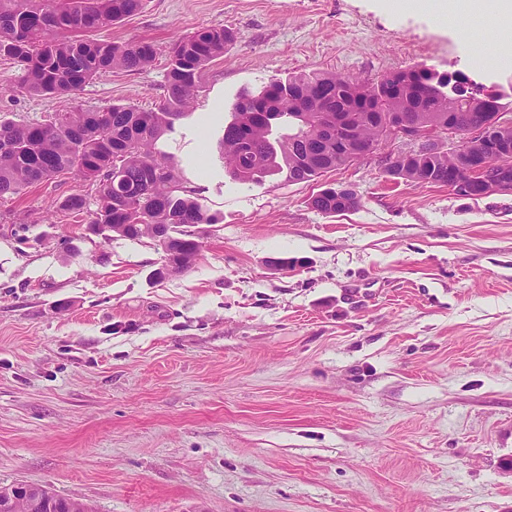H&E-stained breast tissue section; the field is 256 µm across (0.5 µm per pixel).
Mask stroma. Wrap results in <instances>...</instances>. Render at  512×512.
<instances>
[{
  "instance_id": "35a3bbf8",
  "label": "stroma",
  "mask_w": 512,
  "mask_h": 512,
  "mask_svg": "<svg viewBox=\"0 0 512 512\" xmlns=\"http://www.w3.org/2000/svg\"><path fill=\"white\" fill-rule=\"evenodd\" d=\"M217 24L234 41L156 145L219 219L191 269L156 279L152 240L59 210L88 190L74 173L0 200V486L95 512H512V193L397 184L370 158L242 185L218 149L241 92L299 71L425 64L512 110V20L464 43L373 0H142L94 36L153 44L151 68L1 95L0 121L158 108L171 43ZM342 185L358 210L311 208Z\"/></svg>"
}]
</instances>
